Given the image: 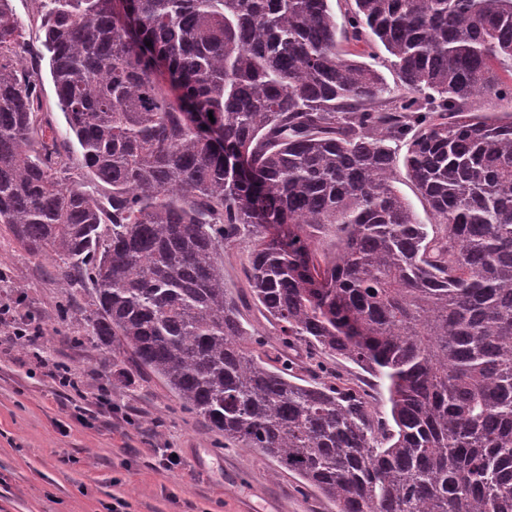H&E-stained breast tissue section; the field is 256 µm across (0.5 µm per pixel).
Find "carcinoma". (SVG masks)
Instances as JSON below:
<instances>
[{"instance_id": "obj_1", "label": "carcinoma", "mask_w": 512, "mask_h": 512, "mask_svg": "<svg viewBox=\"0 0 512 512\" xmlns=\"http://www.w3.org/2000/svg\"><path fill=\"white\" fill-rule=\"evenodd\" d=\"M40 3L36 46L0 0V224L90 283L98 342L336 512H512V0ZM45 56L76 174L34 138ZM242 238L264 359L224 288ZM322 356L387 380L392 421ZM368 52L374 55L376 59H372L368 57L366 54V56H364V58H360V60L376 64L386 83L389 86L394 87L396 84V75L393 69L391 68L390 63L386 62L387 56L389 55L385 51L384 47L380 43L378 45L375 44L372 46V48L368 50ZM395 185L400 194L404 196L413 206L418 220L422 224H430L432 222L431 215L426 206L420 200L417 190L415 189L413 182L407 175L406 169L402 164H400L397 169V182Z\"/></svg>"}]
</instances>
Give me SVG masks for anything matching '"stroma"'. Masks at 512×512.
Wrapping results in <instances>:
<instances>
[{
  "instance_id": "35a3bbf8",
  "label": "stroma",
  "mask_w": 512,
  "mask_h": 512,
  "mask_svg": "<svg viewBox=\"0 0 512 512\" xmlns=\"http://www.w3.org/2000/svg\"><path fill=\"white\" fill-rule=\"evenodd\" d=\"M249 251L245 239L225 245L224 285L245 300L243 314L261 336L247 349L262 357L280 343L248 302ZM61 274L60 262L30 254L0 224V512H335L259 452L218 447L209 424L159 378L98 345L84 317L86 284L61 288ZM21 322L39 336L12 342L8 332ZM57 363L71 370L79 392L57 385L50 375ZM323 365L389 418L383 381L342 360ZM102 388L111 410L87 400ZM158 448L177 449L182 466L154 470Z\"/></svg>"
}]
</instances>
